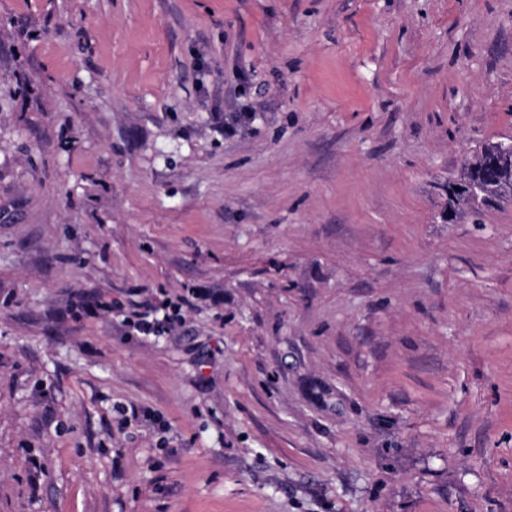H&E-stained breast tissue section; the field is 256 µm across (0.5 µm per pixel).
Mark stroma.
I'll list each match as a JSON object with an SVG mask.
<instances>
[{
	"label": "stroma",
	"mask_w": 512,
	"mask_h": 512,
	"mask_svg": "<svg viewBox=\"0 0 512 512\" xmlns=\"http://www.w3.org/2000/svg\"><path fill=\"white\" fill-rule=\"evenodd\" d=\"M507 137L512 0H0V512H512ZM492 145L493 143H489L479 147L473 153L468 165H465L461 174L458 176V172L455 178L448 180V185L457 182L465 171H467L471 181H480L483 155L492 152ZM494 156H496V161L494 162L495 173L491 178L483 183H479L477 186L471 181L459 182L455 186L459 188V191H456L454 188L458 213L462 212L466 203L472 205L473 201L479 196L487 197L488 194L512 196V138L500 141L497 144ZM500 164L503 166V170H501ZM506 195L496 198H485L480 204L470 207L469 210H471L470 212L473 216H478L483 207H490L500 202L505 197H508ZM144 308H146L145 312L138 313L135 320L128 323L129 327H132L139 334L143 336H162L169 334L175 328V322L178 320V312L175 306L148 303ZM161 311H163V314L159 317ZM152 312L154 317H152Z\"/></svg>",
	"instance_id": "stroma-1"
}]
</instances>
